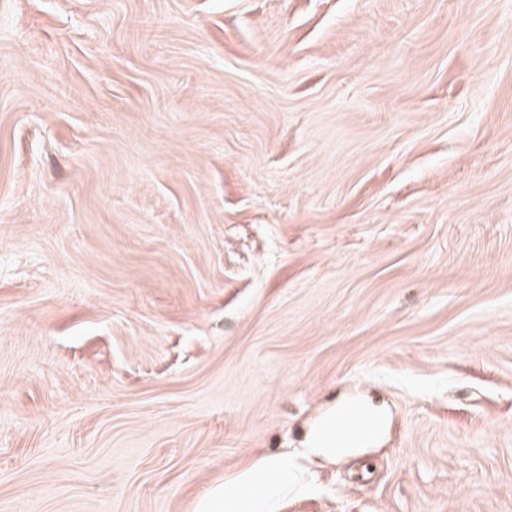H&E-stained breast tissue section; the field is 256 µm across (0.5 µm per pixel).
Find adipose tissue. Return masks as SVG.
Returning <instances> with one entry per match:
<instances>
[{
    "label": "adipose tissue",
    "instance_id": "adipose-tissue-1",
    "mask_svg": "<svg viewBox=\"0 0 512 512\" xmlns=\"http://www.w3.org/2000/svg\"><path fill=\"white\" fill-rule=\"evenodd\" d=\"M286 468L284 459L265 461L259 469L244 472L232 489L201 502L200 512H267V490L275 482L284 480Z\"/></svg>",
    "mask_w": 512,
    "mask_h": 512
}]
</instances>
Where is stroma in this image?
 <instances>
[{"label":"stroma","instance_id":"stroma-1","mask_svg":"<svg viewBox=\"0 0 512 512\" xmlns=\"http://www.w3.org/2000/svg\"><path fill=\"white\" fill-rule=\"evenodd\" d=\"M283 454L272 512H512V0H0V512ZM350 418L341 421L336 429V412L322 421L311 433L310 447L315 453L325 457H333L344 448H336V438L345 448H363L370 445L381 433L379 427L365 430L353 426ZM338 433V434H336Z\"/></svg>","mask_w":512,"mask_h":512}]
</instances>
